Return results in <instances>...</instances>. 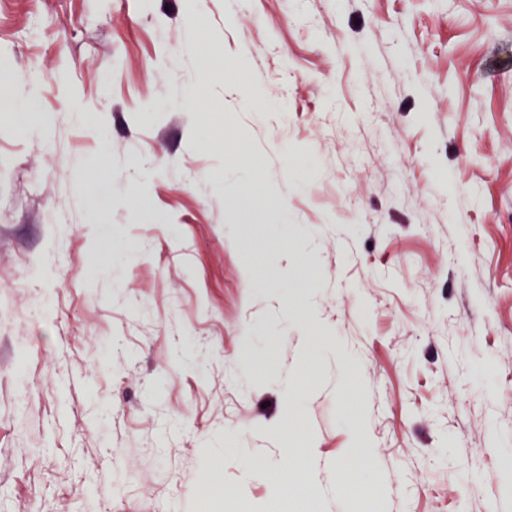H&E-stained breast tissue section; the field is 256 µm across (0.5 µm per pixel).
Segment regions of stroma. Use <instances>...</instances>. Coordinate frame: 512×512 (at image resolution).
<instances>
[{"label": "stroma", "instance_id": "35a3bbf8", "mask_svg": "<svg viewBox=\"0 0 512 512\" xmlns=\"http://www.w3.org/2000/svg\"><path fill=\"white\" fill-rule=\"evenodd\" d=\"M0 69V512H265L299 440L309 512L362 450L375 512H512V0H0ZM0 98L10 102L12 112H17V121L20 125H46V115L33 108L30 104V96L17 87L12 78L3 72H0ZM311 454L310 448H294L292 454L275 462H258L255 467L261 471L263 477L277 490L284 494L285 490L292 489L298 474V463L306 462Z\"/></svg>", "mask_w": 512, "mask_h": 512}]
</instances>
